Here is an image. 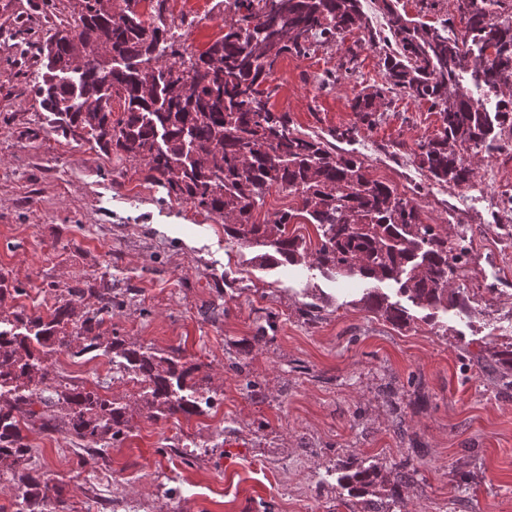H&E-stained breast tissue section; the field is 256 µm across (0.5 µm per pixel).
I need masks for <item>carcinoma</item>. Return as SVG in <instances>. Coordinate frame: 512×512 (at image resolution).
I'll return each instance as SVG.
<instances>
[{"label":"carcinoma","instance_id":"1","mask_svg":"<svg viewBox=\"0 0 512 512\" xmlns=\"http://www.w3.org/2000/svg\"><path fill=\"white\" fill-rule=\"evenodd\" d=\"M163 3L156 0L157 21L149 23L132 0L118 13L104 12L101 0H81L76 24L61 23L37 42L45 72L34 94L50 129L143 163L168 198L224 218V238L259 251L261 266L311 260L334 278L373 284L360 302L400 330L415 316L379 283L397 285V295L425 311V322L441 310L469 315L459 282L472 259L467 230L448 239L442 225L424 223L414 199L372 178L366 159L339 148L355 140L356 125L327 138L296 130L288 113L268 107V81L281 58L306 57L317 45L361 33L327 84L355 72L364 46L380 49L384 83L355 95L351 110L372 126L399 93L429 102L441 130L418 144L419 166L428 181L464 189L475 181L474 159L512 141V0H457L456 14L438 27L409 18L396 0H375L384 31L372 25L363 0H224V36L199 54L167 28ZM168 68L177 70L176 81L168 80ZM465 75L495 93L494 111L463 86ZM273 188L298 206L259 222L255 213ZM298 217L315 226L317 242L288 233ZM60 293L45 315L0 316V481L15 489L19 512H71L64 487L32 466L29 427L104 448L130 430L127 407L50 378V354L103 347L122 358L117 372L144 384L151 418L201 413L197 398L183 394L191 368L180 349L144 351L124 347L118 336L103 339L102 324L124 306L120 293L104 283ZM87 293L97 307L82 306ZM487 362L498 380L512 377V342ZM376 479L373 470L347 466L340 482L362 495Z\"/></svg>","mask_w":512,"mask_h":512}]
</instances>
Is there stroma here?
<instances>
[{"label": "stroma", "instance_id": "stroma-1", "mask_svg": "<svg viewBox=\"0 0 512 512\" xmlns=\"http://www.w3.org/2000/svg\"><path fill=\"white\" fill-rule=\"evenodd\" d=\"M79 10V0H0V273L22 288L0 314L48 313L49 284L107 277L131 301L101 334L130 348H181L198 390L218 403L156 421L139 386L114 378L111 355L54 353L51 375L100 387L131 414L125 438L103 451L29 430L36 469L64 485L72 512H348L338 478L349 462L376 469L369 496L388 512L403 459L415 471L400 489L407 512H512V387H490L483 367L461 358L462 348L485 354L512 339V237L490 226L487 204L512 195V148L476 161L490 178L486 197L453 222L458 190L433 192L414 155L440 126L434 111L401 94L360 127L351 148L373 177L414 193L426 223L451 235L467 228L474 243L463 273L471 316L401 331L360 304L362 281L310 264L259 269L251 249L225 239L222 218L168 198L138 162L46 129L31 43ZM164 18L192 19L183 37L197 53L224 34L220 0H166ZM353 41L282 58L269 107L312 136L353 123V96L383 81L378 50L364 48L339 85H319ZM223 275L236 293H225ZM306 303L320 306L317 322L303 320ZM268 319L267 342L244 372L231 370Z\"/></svg>", "mask_w": 512, "mask_h": 512}]
</instances>
